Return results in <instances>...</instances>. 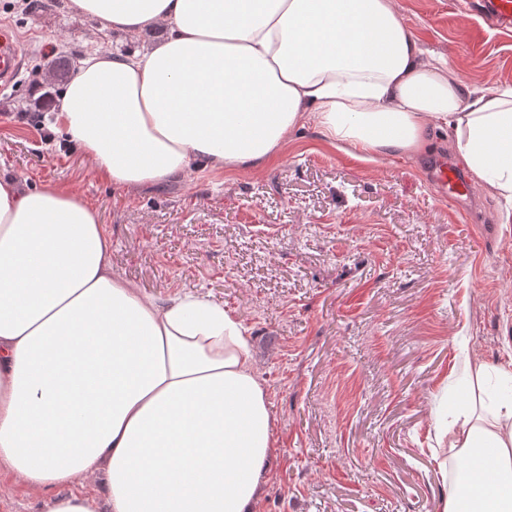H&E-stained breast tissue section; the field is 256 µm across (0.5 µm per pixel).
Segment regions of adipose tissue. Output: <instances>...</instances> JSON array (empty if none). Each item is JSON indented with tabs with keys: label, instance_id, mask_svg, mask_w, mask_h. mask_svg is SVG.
<instances>
[{
	"label": "adipose tissue",
	"instance_id": "adipose-tissue-1",
	"mask_svg": "<svg viewBox=\"0 0 512 512\" xmlns=\"http://www.w3.org/2000/svg\"><path fill=\"white\" fill-rule=\"evenodd\" d=\"M69 6L164 30L84 59L54 114L115 187L248 168L311 119L367 153H418L450 128L475 181L512 198V89L471 91L425 61L392 0ZM467 383L438 431L456 463L441 512H512V364H471ZM272 427L242 318L201 294H143L83 199L0 178V463L30 493L61 488L48 512H254Z\"/></svg>",
	"mask_w": 512,
	"mask_h": 512
}]
</instances>
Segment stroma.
Returning a JSON list of instances; mask_svg holds the SVG:
<instances>
[{
  "instance_id": "obj_1",
  "label": "stroma",
  "mask_w": 512,
  "mask_h": 512,
  "mask_svg": "<svg viewBox=\"0 0 512 512\" xmlns=\"http://www.w3.org/2000/svg\"><path fill=\"white\" fill-rule=\"evenodd\" d=\"M393 2L469 89L512 87V29L487 28L464 0ZM0 27L22 58L0 90V178L81 196L116 273L144 294L200 292L243 319L276 438L256 512H441L437 421L464 399L465 361L512 363V203L477 184L466 208L437 196L427 171L452 157L449 130L430 150L378 156L310 121L247 170L117 188L33 102L64 89L50 61L131 52L159 30H105L69 0H0ZM50 498L0 467V512H47Z\"/></svg>"
}]
</instances>
